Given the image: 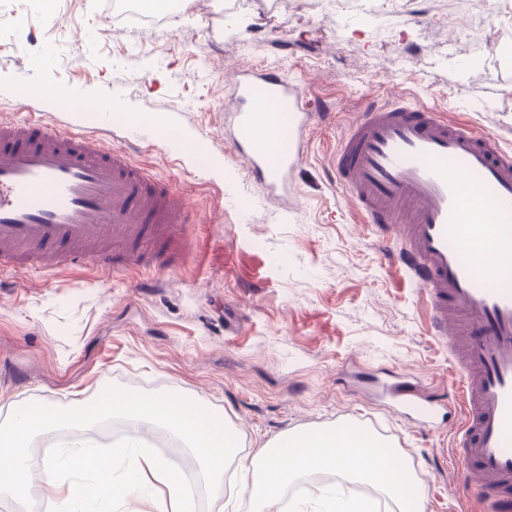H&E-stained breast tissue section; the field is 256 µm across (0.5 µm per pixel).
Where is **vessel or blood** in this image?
I'll return each mask as SVG.
<instances>
[{"label":"vessel or blood","instance_id":"1","mask_svg":"<svg viewBox=\"0 0 512 512\" xmlns=\"http://www.w3.org/2000/svg\"><path fill=\"white\" fill-rule=\"evenodd\" d=\"M233 84L236 105L224 115L233 154L269 193L293 197L313 122L304 89L272 67L238 71ZM283 122L291 148L273 160L260 139ZM335 168L362 222L397 244L462 373L454 458L464 479L451 492L503 506L512 484V269L497 261L512 256V152L400 97L370 103ZM187 214L125 151L41 116L0 117L1 276L60 265L161 268L162 244ZM488 267L497 270L492 286ZM377 392L422 428L438 407L401 373L378 381Z\"/></svg>","mask_w":512,"mask_h":512}]
</instances>
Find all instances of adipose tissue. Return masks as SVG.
Instances as JSON below:
<instances>
[{
    "mask_svg": "<svg viewBox=\"0 0 512 512\" xmlns=\"http://www.w3.org/2000/svg\"><path fill=\"white\" fill-rule=\"evenodd\" d=\"M117 418L123 440L102 448L87 437L95 423ZM160 430L187 448L199 477L222 512H376L377 495L397 512H424V491L403 450L388 447L368 428L342 422L305 430L260 448L250 463H237L241 432L222 416L173 392L113 389L94 401L64 407H26L0 425V492L26 503L31 483L30 448L49 437L38 486L51 512H189L184 473L155 456L147 431ZM237 465L248 500L223 495L224 474ZM308 479L301 497L284 502L288 485Z\"/></svg>",
    "mask_w": 512,
    "mask_h": 512,
    "instance_id": "1",
    "label": "adipose tissue"
}]
</instances>
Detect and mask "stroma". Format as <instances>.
<instances>
[{"mask_svg": "<svg viewBox=\"0 0 512 512\" xmlns=\"http://www.w3.org/2000/svg\"><path fill=\"white\" fill-rule=\"evenodd\" d=\"M337 17L327 0H181L156 25L117 24L105 0H0V113L36 114L103 137L155 172L187 207L157 272L20 270L0 282V422L28 406H65L116 388L203 399L241 431L238 459L286 433L358 422L411 458L425 512L462 508L450 493L455 427L410 425L370 383L400 369L440 397L461 375L432 333L421 288L395 244L361 224L335 159L371 101L407 93L512 152V0H396L398 17ZM273 66L328 105L295 174L270 195L233 157L224 113L241 69ZM65 89L48 106L43 88ZM98 98L158 114L203 145L117 124L73 101Z\"/></svg>", "mask_w": 512, "mask_h": 512, "instance_id": "obj_1", "label": "stroma"}]
</instances>
